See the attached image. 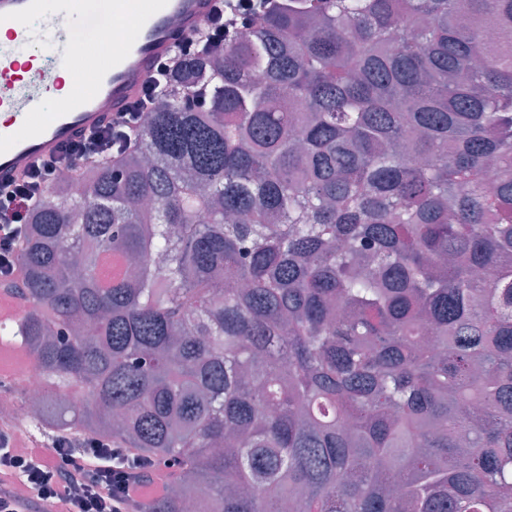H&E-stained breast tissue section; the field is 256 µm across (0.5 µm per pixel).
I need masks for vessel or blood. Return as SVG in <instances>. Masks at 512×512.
<instances>
[{
  "label": "vessel or blood",
  "mask_w": 512,
  "mask_h": 512,
  "mask_svg": "<svg viewBox=\"0 0 512 512\" xmlns=\"http://www.w3.org/2000/svg\"><path fill=\"white\" fill-rule=\"evenodd\" d=\"M213 0H112V13L134 21L133 37L114 31L111 58L97 74L93 91L83 89L82 67L72 64L69 51L57 46L53 66H36L14 49L0 51V112L8 120L0 122V183L9 182L37 159L58 152L79 133L105 123L111 112L133 101L153 65L166 58L177 40L193 33L207 18ZM83 32L99 27L100 21L87 0H56L47 7L45 0H0V19L7 21V37L15 46L31 43L32 24L46 12ZM33 88L52 83L69 85L43 119L28 113V99L20 97L18 87Z\"/></svg>",
  "instance_id": "1"
}]
</instances>
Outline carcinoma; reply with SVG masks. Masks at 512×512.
<instances>
[{
    "mask_svg": "<svg viewBox=\"0 0 512 512\" xmlns=\"http://www.w3.org/2000/svg\"><path fill=\"white\" fill-rule=\"evenodd\" d=\"M18 262L37 428L174 468L139 512H512V0H272Z\"/></svg>",
    "mask_w": 512,
    "mask_h": 512,
    "instance_id": "cac0c4a2",
    "label": "carcinoma"
}]
</instances>
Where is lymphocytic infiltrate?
Returning a JSON list of instances; mask_svg holds the SVG:
<instances>
[{
	"instance_id": "obj_1",
	"label": "lymphocytic infiltrate",
	"mask_w": 512,
	"mask_h": 512,
	"mask_svg": "<svg viewBox=\"0 0 512 512\" xmlns=\"http://www.w3.org/2000/svg\"><path fill=\"white\" fill-rule=\"evenodd\" d=\"M266 7V0H240L228 15L223 5H216L203 24L180 38L173 52L155 66L136 100L113 113L103 126L81 133L56 154L36 161L19 180L0 183L1 279L21 277L16 257L23 227L56 175L78 174L136 148L144 114L163 94L169 76L205 48L222 46L226 31L253 30ZM159 470L136 449L72 432L24 446L17 428L0 422V512H132L145 504Z\"/></svg>"
}]
</instances>
